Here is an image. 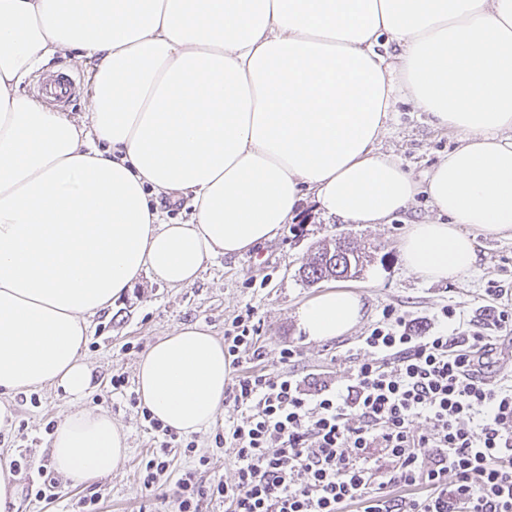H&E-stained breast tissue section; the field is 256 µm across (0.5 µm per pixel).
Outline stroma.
<instances>
[{"instance_id": "obj_1", "label": "stroma", "mask_w": 512, "mask_h": 512, "mask_svg": "<svg viewBox=\"0 0 512 512\" xmlns=\"http://www.w3.org/2000/svg\"><path fill=\"white\" fill-rule=\"evenodd\" d=\"M51 65L69 73L78 88L71 103L63 107V114L72 119L81 117L91 105L92 65L70 51L60 53ZM457 144L454 133L434 128L427 113L405 101L391 114L380 147L419 178ZM432 214L428 199L420 195L410 214H398L387 224L357 226L326 217L307 201L277 240L253 254L207 262L189 286L171 288L142 277L111 310L92 318L84 350L98 386L82 405L108 411L123 427L130 447L127 460L115 473L89 483L75 484L57 477L47 451L48 425L59 422L74 405L49 386L17 395L13 399L15 427L0 432V453L15 460L27 459L31 474L43 472L56 478L59 495L51 502L18 496L16 512H82L83 502L89 498L96 499L98 512H174L176 482L185 471L197 470L207 483L232 480L233 451L215 441L225 423L236 416L228 407L207 431L191 438L177 436L168 451L169 468L154 491H145L140 483V474L161 441L138 403L136 365L150 344L180 325L200 321L220 338L237 316L252 312L260 354L250 358V369H279L280 350L295 347L301 351L296 372L318 373L343 384L352 371L359 337L367 335L387 309L420 317L448 305L469 318L482 305L485 288L501 285L512 289V238L483 239L477 267L453 282L427 281L409 272L398 250L404 223L411 215L423 219ZM340 234L350 236L366 254L361 271L344 280L363 295L364 317L347 335L313 341L299 331L297 311L323 286L303 282L298 269L317 242ZM117 376L124 380L119 392L112 389ZM190 441L196 450L189 454L183 447ZM202 455L208 457V466H199Z\"/></svg>"}]
</instances>
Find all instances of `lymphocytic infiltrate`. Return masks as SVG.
<instances>
[{
    "mask_svg": "<svg viewBox=\"0 0 512 512\" xmlns=\"http://www.w3.org/2000/svg\"><path fill=\"white\" fill-rule=\"evenodd\" d=\"M478 318L387 311L343 385L282 368L238 375V416L217 442L232 481H178L177 512H512V295L486 289Z\"/></svg>",
    "mask_w": 512,
    "mask_h": 512,
    "instance_id": "f902f5d3",
    "label": "lymphocytic infiltrate"
}]
</instances>
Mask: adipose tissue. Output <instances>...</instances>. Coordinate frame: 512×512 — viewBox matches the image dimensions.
I'll return each mask as SVG.
<instances>
[{"mask_svg": "<svg viewBox=\"0 0 512 512\" xmlns=\"http://www.w3.org/2000/svg\"><path fill=\"white\" fill-rule=\"evenodd\" d=\"M65 50L93 64L78 121L20 92ZM402 99L458 137L421 180L378 150ZM161 193L190 196V221H167ZM420 194L436 216L400 241L419 277L456 280L481 237L512 238V0H0V430L6 397L59 388L78 408L51 435L54 470L112 474L126 434L80 406L89 317L142 275L187 286L257 251L307 196L387 224ZM362 317L344 286L297 311L314 341ZM231 375L223 342L185 324L142 354L136 391L191 435L223 413Z\"/></svg>", "mask_w": 512, "mask_h": 512, "instance_id": "adipose-tissue-1", "label": "adipose tissue"}]
</instances>
